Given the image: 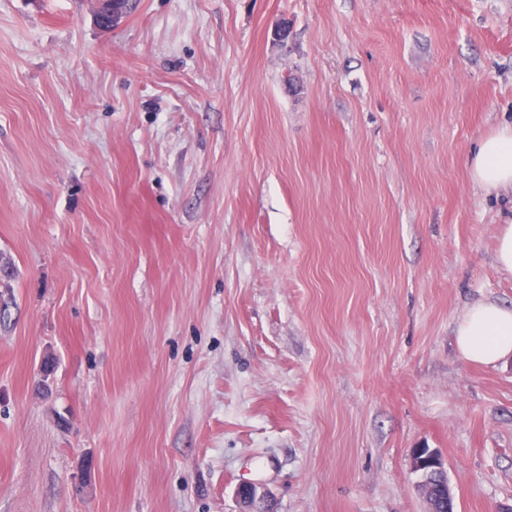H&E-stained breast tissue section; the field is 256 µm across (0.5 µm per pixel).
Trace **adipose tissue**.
I'll return each mask as SVG.
<instances>
[{
	"mask_svg": "<svg viewBox=\"0 0 512 512\" xmlns=\"http://www.w3.org/2000/svg\"><path fill=\"white\" fill-rule=\"evenodd\" d=\"M467 165L483 190L512 186V127L482 140ZM456 349L464 360L483 365L512 356V309L488 302L472 305L458 324Z\"/></svg>",
	"mask_w": 512,
	"mask_h": 512,
	"instance_id": "1",
	"label": "adipose tissue"
}]
</instances>
